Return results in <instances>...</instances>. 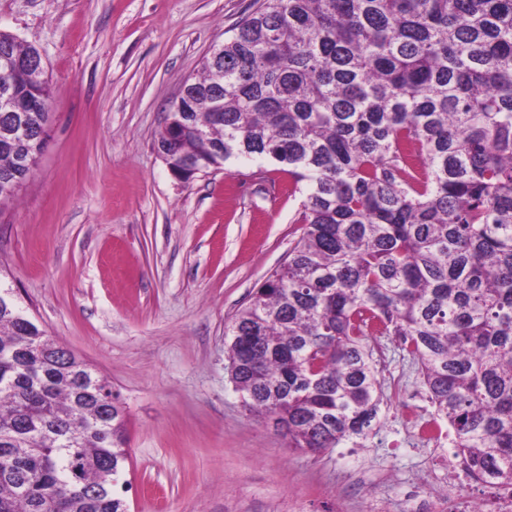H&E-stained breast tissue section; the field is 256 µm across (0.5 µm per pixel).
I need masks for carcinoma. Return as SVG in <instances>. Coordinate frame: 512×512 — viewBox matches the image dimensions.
Returning a JSON list of instances; mask_svg holds the SVG:
<instances>
[{
    "instance_id": "cac0c4a2",
    "label": "carcinoma",
    "mask_w": 512,
    "mask_h": 512,
    "mask_svg": "<svg viewBox=\"0 0 512 512\" xmlns=\"http://www.w3.org/2000/svg\"><path fill=\"white\" fill-rule=\"evenodd\" d=\"M37 47L0 30V53ZM156 142L190 183L238 158L303 184L288 262L233 316L230 380L290 448L376 434L371 336H404L465 470L512 497V0H264ZM14 96L49 102L18 72ZM48 113L0 112L24 183ZM119 394L0 308V512H128Z\"/></svg>"
}]
</instances>
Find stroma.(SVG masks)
I'll return each mask as SVG.
<instances>
[{
	"label": "stroma",
	"mask_w": 512,
	"mask_h": 512,
	"mask_svg": "<svg viewBox=\"0 0 512 512\" xmlns=\"http://www.w3.org/2000/svg\"><path fill=\"white\" fill-rule=\"evenodd\" d=\"M263 0H0V29L43 55L53 89L36 173L0 208V261L48 334L118 392L129 512H408L448 471L405 436L416 361L371 341L381 381L365 447H287L244 411L224 331L302 233L279 167L231 160L176 180L156 140L213 46Z\"/></svg>",
	"instance_id": "35a3bbf8"
}]
</instances>
